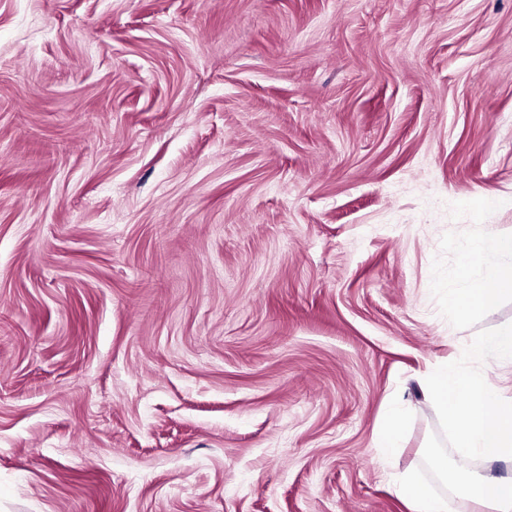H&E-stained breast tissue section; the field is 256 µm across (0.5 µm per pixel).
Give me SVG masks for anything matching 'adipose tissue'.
I'll return each mask as SVG.
<instances>
[{
  "label": "adipose tissue",
  "instance_id": "obj_1",
  "mask_svg": "<svg viewBox=\"0 0 512 512\" xmlns=\"http://www.w3.org/2000/svg\"><path fill=\"white\" fill-rule=\"evenodd\" d=\"M465 256L448 272V308L474 312L491 306L497 298L512 296V236L485 230L463 241ZM493 254L499 263L490 274L474 276V260ZM426 397L434 402L461 450L458 466L449 469L448 460L439 456L434 466L448 476L454 491L475 504L480 512H512V478L476 476L468 471V462L479 458L486 462H512V397L480 375H462L453 366L437 367L424 384ZM496 413H487L488 405Z\"/></svg>",
  "mask_w": 512,
  "mask_h": 512
}]
</instances>
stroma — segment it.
I'll return each mask as SVG.
<instances>
[{
    "mask_svg": "<svg viewBox=\"0 0 512 512\" xmlns=\"http://www.w3.org/2000/svg\"><path fill=\"white\" fill-rule=\"evenodd\" d=\"M487 224L512 0H0V512H472L423 382L512 395L440 290ZM401 414L397 409L390 408L376 431L374 448L384 457L398 448ZM396 492L408 502L411 512L448 511V499L437 495L412 477L401 480L396 486Z\"/></svg>",
    "mask_w": 512,
    "mask_h": 512,
    "instance_id": "obj_1",
    "label": "stroma"
}]
</instances>
